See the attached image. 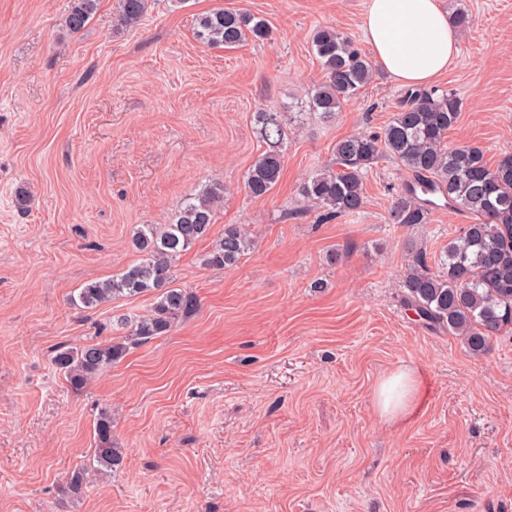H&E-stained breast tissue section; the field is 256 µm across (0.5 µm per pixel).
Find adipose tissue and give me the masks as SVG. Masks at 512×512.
I'll return each mask as SVG.
<instances>
[{"instance_id": "adipose-tissue-1", "label": "adipose tissue", "mask_w": 512, "mask_h": 512, "mask_svg": "<svg viewBox=\"0 0 512 512\" xmlns=\"http://www.w3.org/2000/svg\"><path fill=\"white\" fill-rule=\"evenodd\" d=\"M361 28L378 65L401 85L424 86L447 71L459 37L442 0H368ZM422 382L412 368L384 374L374 390L379 415L397 424L415 413Z\"/></svg>"}]
</instances>
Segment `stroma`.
Segmentation results:
<instances>
[{
	"instance_id": "obj_1",
	"label": "stroma",
	"mask_w": 512,
	"mask_h": 512,
	"mask_svg": "<svg viewBox=\"0 0 512 512\" xmlns=\"http://www.w3.org/2000/svg\"><path fill=\"white\" fill-rule=\"evenodd\" d=\"M443 3L469 17L431 85L462 101L447 142L493 163L512 154V0ZM366 6L149 0L141 25L118 31L117 0H98L74 34L71 0H0V512H512V331L476 357L403 302L411 247L440 270L468 216L390 223L408 175L388 158L357 213L322 222L298 194L337 140L380 131L406 92L379 69L333 121L306 112L323 79L312 29L366 48ZM216 8L263 19L271 39L204 46L196 18ZM288 106L302 127L277 186L252 197L244 174L264 149L253 114ZM211 181L224 203L175 263L191 315L137 344L117 320L146 314L153 294L70 303L137 261L139 225L168 223ZM228 224L248 226L251 251L230 269L203 266ZM112 339L124 357L72 390L55 350ZM401 365L424 392L394 425L373 395ZM105 408L124 464L71 494Z\"/></svg>"
}]
</instances>
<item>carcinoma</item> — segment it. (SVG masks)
<instances>
[{"instance_id":"1","label":"carcinoma","mask_w":512,"mask_h":512,"mask_svg":"<svg viewBox=\"0 0 512 512\" xmlns=\"http://www.w3.org/2000/svg\"><path fill=\"white\" fill-rule=\"evenodd\" d=\"M148 2L117 0L118 28L137 27ZM97 6L98 0H73L66 18L69 30H83ZM195 34L207 46L232 49L247 41H264L271 31L264 20L247 13L216 9L197 17ZM311 44L324 80L311 91L308 111L328 121L372 82L375 69L355 42L334 27L316 28ZM460 112V98L452 92L407 91L380 133H360L336 141L332 161L304 180L299 195L321 210L324 221L357 212L364 205L366 173L387 157L411 174V180L392 200L391 223H430L437 207L435 196L468 215L471 222L448 242L441 271L429 268L422 250L412 252L403 288L406 305L428 326L448 329L472 354L482 356L490 351L493 337L512 326V154L490 164L478 146H448L446 134ZM294 118L291 112L261 109L254 113L266 149L245 173L244 187L250 195L265 196L278 184L284 167L283 144ZM224 193V183H208L185 199L169 223L140 225L132 238L140 254L138 262L109 279L85 284L71 302L93 309L119 297L152 292L154 303L149 313L123 318L121 324L129 326L131 337L141 342L166 335L176 319L190 315L197 306L193 294L174 286L173 263L208 235ZM251 246L246 225L226 224L223 236L202 256V264L232 268ZM125 351L123 342L88 343L57 350L53 363L69 385L80 390L120 360ZM96 434V466L71 473L67 488L73 494L81 492L89 471L112 472L123 465V449L112 445L111 413L100 414Z\"/></svg>"}]
</instances>
